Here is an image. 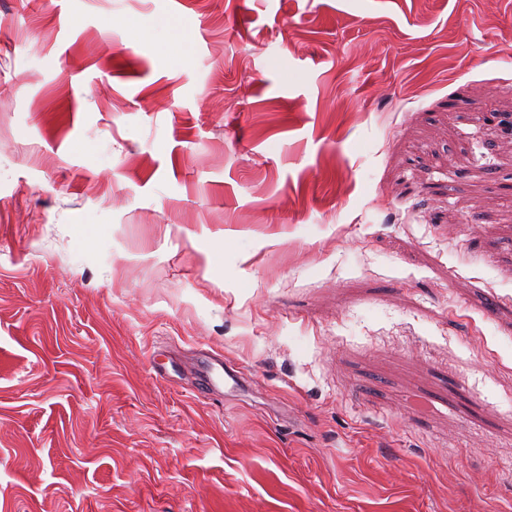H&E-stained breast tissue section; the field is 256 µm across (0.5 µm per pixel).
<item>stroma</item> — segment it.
<instances>
[{
    "instance_id": "35a3bbf8",
    "label": "stroma",
    "mask_w": 512,
    "mask_h": 512,
    "mask_svg": "<svg viewBox=\"0 0 512 512\" xmlns=\"http://www.w3.org/2000/svg\"><path fill=\"white\" fill-rule=\"evenodd\" d=\"M0 512H512V0H0Z\"/></svg>"
}]
</instances>
